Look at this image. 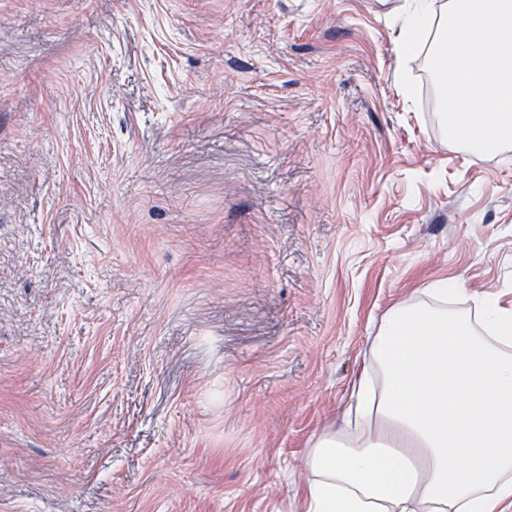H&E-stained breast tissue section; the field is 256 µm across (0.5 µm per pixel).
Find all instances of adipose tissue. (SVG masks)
Wrapping results in <instances>:
<instances>
[{
  "mask_svg": "<svg viewBox=\"0 0 512 512\" xmlns=\"http://www.w3.org/2000/svg\"><path fill=\"white\" fill-rule=\"evenodd\" d=\"M430 301L390 310L345 426L313 441L306 512H512V307Z\"/></svg>",
  "mask_w": 512,
  "mask_h": 512,
  "instance_id": "adipose-tissue-1",
  "label": "adipose tissue"
}]
</instances>
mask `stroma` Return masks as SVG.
I'll list each match as a JSON object with an SVG mask.
<instances>
[{
    "instance_id": "1",
    "label": "stroma",
    "mask_w": 512,
    "mask_h": 512,
    "mask_svg": "<svg viewBox=\"0 0 512 512\" xmlns=\"http://www.w3.org/2000/svg\"><path fill=\"white\" fill-rule=\"evenodd\" d=\"M400 3L0 0V512H305L388 312L512 305Z\"/></svg>"
}]
</instances>
